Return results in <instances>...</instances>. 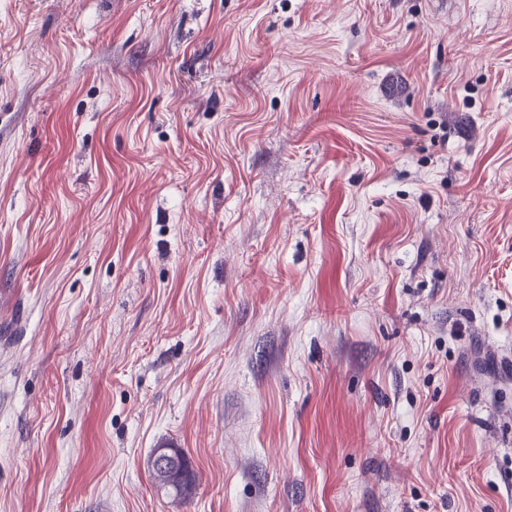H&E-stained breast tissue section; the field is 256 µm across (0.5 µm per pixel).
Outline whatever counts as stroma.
Masks as SVG:
<instances>
[{"label": "stroma", "mask_w": 512, "mask_h": 512, "mask_svg": "<svg viewBox=\"0 0 512 512\" xmlns=\"http://www.w3.org/2000/svg\"><path fill=\"white\" fill-rule=\"evenodd\" d=\"M0 512H512V0H0ZM170 452L178 460V468L155 471L153 470L154 480L162 488L174 496H184L191 489L193 483V474L191 473L185 456L178 448L170 449Z\"/></svg>", "instance_id": "1"}]
</instances>
